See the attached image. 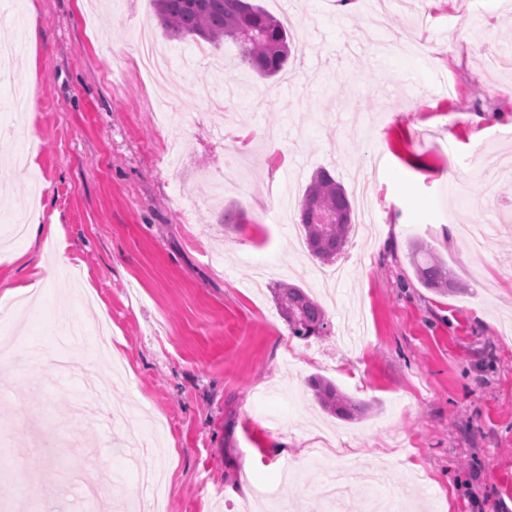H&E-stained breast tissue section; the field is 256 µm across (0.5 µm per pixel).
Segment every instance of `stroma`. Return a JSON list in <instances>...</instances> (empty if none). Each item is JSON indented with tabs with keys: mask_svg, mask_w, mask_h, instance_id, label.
Listing matches in <instances>:
<instances>
[{
	"mask_svg": "<svg viewBox=\"0 0 512 512\" xmlns=\"http://www.w3.org/2000/svg\"><path fill=\"white\" fill-rule=\"evenodd\" d=\"M257 2L302 20L284 70L261 78L223 43L177 69L163 124L165 93L136 66L139 31L171 54L195 55L200 41L165 37L150 0H23L19 20L0 0V41L41 23L18 57L23 83L0 85V161L23 147L12 126L34 135L0 214L29 201L95 295H69L41 247L19 258L20 239H0V351H12L0 361V512H141L123 505L138 472L118 442L160 423L150 462L165 512H274L268 486L290 512H340L321 502L326 477L310 460L326 433L352 468L340 500L512 512V175L497 170L512 155V70L484 68L512 53V0H393L390 30L423 41L420 53L371 31L369 0ZM29 86L37 104L16 116L9 102ZM224 134L238 140L242 178L220 190ZM322 167L347 192L367 183L378 230L348 237L328 327L299 338L274 291L290 282L323 298L317 260L287 230ZM484 173L493 202L457 196L456 178ZM462 224L487 225L481 252ZM413 240L463 291L419 283ZM63 313L88 334L112 326L111 355L74 352L96 363L72 383L27 359L69 351ZM315 377L368 414L324 413ZM95 393L123 409L120 428L91 425ZM281 440L287 453L272 449ZM89 478L112 490L92 507L77 502Z\"/></svg>",
	"mask_w": 512,
	"mask_h": 512,
	"instance_id": "obj_1",
	"label": "stroma"
}]
</instances>
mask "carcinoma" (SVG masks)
<instances>
[{"instance_id": "carcinoma-1", "label": "carcinoma", "mask_w": 512, "mask_h": 512, "mask_svg": "<svg viewBox=\"0 0 512 512\" xmlns=\"http://www.w3.org/2000/svg\"><path fill=\"white\" fill-rule=\"evenodd\" d=\"M152 3L168 37H194L213 45L229 39L239 45L243 61L263 78L277 75L290 55L289 35L282 22L254 0H152ZM352 215L351 200L344 187L329 171H317L306 189L299 215L313 257L323 264L336 261L352 227ZM320 216L331 218L332 223H318ZM408 258L424 287L438 292L462 290L445 261L421 242L409 244ZM275 300L294 335L318 336L326 329L325 310L299 286L280 284ZM310 386L326 412L341 418L365 414V404L340 392L332 382L314 379Z\"/></svg>"}]
</instances>
